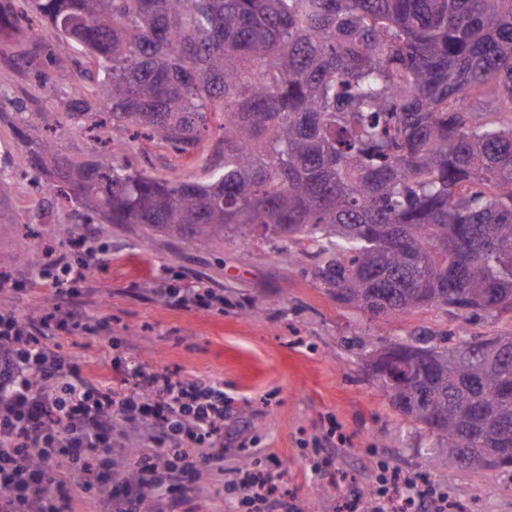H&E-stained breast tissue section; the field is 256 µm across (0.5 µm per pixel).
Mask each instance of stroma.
<instances>
[{
  "label": "stroma",
  "mask_w": 512,
  "mask_h": 512,
  "mask_svg": "<svg viewBox=\"0 0 512 512\" xmlns=\"http://www.w3.org/2000/svg\"><path fill=\"white\" fill-rule=\"evenodd\" d=\"M75 65L31 69L0 56V90L10 99L0 111V169L9 186L0 208V258L13 277L28 271L32 255L50 244L63 252L83 228H93L108 251L105 265L89 270L96 286L71 283L93 332L51 330L64 353L100 360L122 391L121 371L137 362L146 370L224 382V474L202 471L201 491L174 486L183 512H226L225 500L243 455H275L284 472L280 492L302 512H344L360 501L377 466L414 476L433 439L383 396L366 371L382 340L416 330L465 329L468 335L512 333L510 317L463 320L459 313L425 308L391 323L337 302L317 274L322 259L305 240L302 263L285 261L283 241L271 232L226 228L196 248L145 224H104L73 209H55L43 224L40 186L47 178L23 141L22 112H45L59 148L75 160L93 144L78 129L57 127L64 100L90 95ZM203 285L224 294L223 311L182 309L165 302L157 287ZM54 304L44 286L0 284V307L40 316ZM429 477L453 512H512V471L470 469L440 457Z\"/></svg>",
  "instance_id": "35a3bbf8"
}]
</instances>
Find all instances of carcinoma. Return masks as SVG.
<instances>
[{"instance_id": "cac0c4a2", "label": "carcinoma", "mask_w": 512, "mask_h": 512, "mask_svg": "<svg viewBox=\"0 0 512 512\" xmlns=\"http://www.w3.org/2000/svg\"><path fill=\"white\" fill-rule=\"evenodd\" d=\"M61 64L97 75L65 103L90 140L139 141L161 166L81 162L19 120L45 192L104 224H148L203 246L234 224L299 236L336 300L384 321L418 309L512 315V121L464 101L488 86L512 112V0H22ZM512 336L426 331L389 341L375 377L402 415L459 459L512 446ZM217 136H213L210 140L205 141L202 147L203 159L193 166H177L173 170H165L161 167L160 161L157 159L156 149L141 150L139 147L127 149L124 152L116 154L115 158L120 162L125 159L132 160L139 168H145L160 174H166L172 177L186 179L203 178L205 176V163L212 164L217 162L219 157L215 154Z\"/></svg>"}]
</instances>
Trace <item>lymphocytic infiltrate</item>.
<instances>
[{"label":"lymphocytic infiltrate","instance_id":"obj_1","mask_svg":"<svg viewBox=\"0 0 512 512\" xmlns=\"http://www.w3.org/2000/svg\"><path fill=\"white\" fill-rule=\"evenodd\" d=\"M83 254L72 264L63 254L47 255L27 278L55 290L52 312L24 317L0 310V512H62L66 490L94 496L108 475L125 473L127 493L113 498V512H179L169 497L175 484L196 486L200 473L189 457L201 454L216 470L224 468V384L206 377H166L134 367L122 394L86 362L49 341L50 328L85 331L89 325L66 287L74 271L99 264L97 235L76 240ZM136 434L141 449L133 469L112 452L118 430ZM278 460L239 474L232 482L233 512H294L278 495ZM379 512L432 498L448 512L444 496L421 479L380 470L376 476Z\"/></svg>","mask_w":512,"mask_h":512}]
</instances>
